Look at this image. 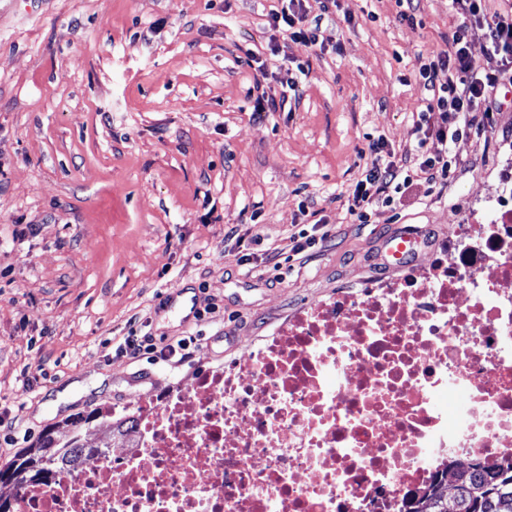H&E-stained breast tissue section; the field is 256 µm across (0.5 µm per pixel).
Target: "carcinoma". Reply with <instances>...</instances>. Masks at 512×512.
Instances as JSON below:
<instances>
[{"mask_svg": "<svg viewBox=\"0 0 512 512\" xmlns=\"http://www.w3.org/2000/svg\"><path fill=\"white\" fill-rule=\"evenodd\" d=\"M87 417L70 420L68 436L63 441H54L43 433L34 447L20 455L17 461L3 469L18 476V484H40L42 473L53 476L61 468L79 464L84 456L91 455L101 445L90 443L82 436V424ZM419 494L414 495L410 505L412 512H448L443 477ZM456 512H512V460L504 463H474L454 473Z\"/></svg>", "mask_w": 512, "mask_h": 512, "instance_id": "carcinoma-1", "label": "carcinoma"}]
</instances>
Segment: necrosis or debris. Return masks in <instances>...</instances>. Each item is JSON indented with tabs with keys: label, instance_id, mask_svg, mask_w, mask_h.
Here are the masks:
<instances>
[{
	"label": "necrosis or debris",
	"instance_id": "necrosis-or-debris-1",
	"mask_svg": "<svg viewBox=\"0 0 512 512\" xmlns=\"http://www.w3.org/2000/svg\"><path fill=\"white\" fill-rule=\"evenodd\" d=\"M134 419L18 512H406L444 463L512 458V209Z\"/></svg>",
	"mask_w": 512,
	"mask_h": 512
}]
</instances>
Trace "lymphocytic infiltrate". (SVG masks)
<instances>
[{
	"instance_id": "obj_1",
	"label": "lymphocytic infiltrate",
	"mask_w": 512,
	"mask_h": 512,
	"mask_svg": "<svg viewBox=\"0 0 512 512\" xmlns=\"http://www.w3.org/2000/svg\"><path fill=\"white\" fill-rule=\"evenodd\" d=\"M304 0H278L268 14V26L286 37L315 46L319 43L321 22L329 13L330 0H319L318 15H308ZM455 22L445 36L446 50L418 57L413 73L429 92L420 106L418 136L413 158H399L388 150L384 139L370 140L368 149L376 154L348 195V211L358 223H370L376 208L392 206L402 187L416 181L431 187L447 186L458 160L451 146L475 127L493 123V95L505 76H512V10L488 13L486 0H448ZM482 37V58L470 52L474 37ZM458 124L449 127V116ZM437 141L438 151L428 149ZM194 337L157 347L150 336L126 337L120 347L123 355L138 358L157 355L173 367H180L192 356Z\"/></svg>"
}]
</instances>
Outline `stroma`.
I'll use <instances>...</instances> for the list:
<instances>
[{
	"label": "stroma",
	"mask_w": 512,
	"mask_h": 512,
	"mask_svg": "<svg viewBox=\"0 0 512 512\" xmlns=\"http://www.w3.org/2000/svg\"><path fill=\"white\" fill-rule=\"evenodd\" d=\"M274 0H0V469L47 428L100 409L129 416L193 374L242 359L300 309L337 289L400 278L384 265L401 232L484 223L512 202V83L494 124L458 140L443 195L411 188L355 223L346 197L376 156L413 146L427 92L417 56L443 50L448 0H336L321 47L271 31ZM278 43L272 55L270 43ZM303 66L281 112L256 115L248 90L280 94L281 65ZM315 211L322 244L283 278L264 250L291 253ZM40 227L19 237L21 225ZM249 257L254 274L241 273ZM224 319L204 314L210 303ZM200 336L190 364L131 359V333ZM43 368L31 393L24 370Z\"/></svg>",
	"instance_id": "1"
}]
</instances>
